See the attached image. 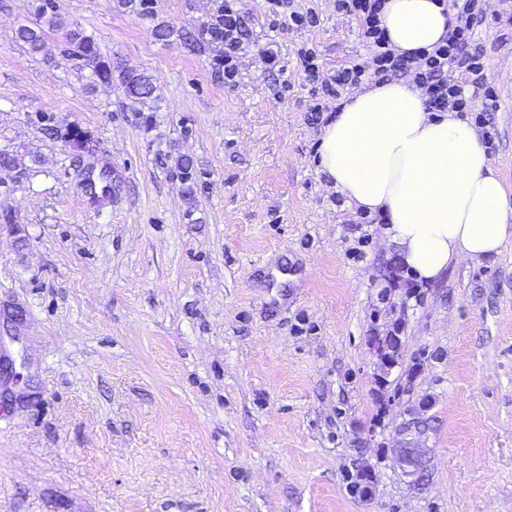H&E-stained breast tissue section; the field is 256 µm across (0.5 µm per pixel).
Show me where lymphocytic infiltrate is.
I'll return each mask as SVG.
<instances>
[{"label": "lymphocytic infiltrate", "instance_id": "1", "mask_svg": "<svg viewBox=\"0 0 512 512\" xmlns=\"http://www.w3.org/2000/svg\"><path fill=\"white\" fill-rule=\"evenodd\" d=\"M385 0H336V7L356 15L362 33L373 48L369 61L354 63L337 70L336 74L320 77L314 50L300 51L299 59L305 74L319 81L324 97L340 99L343 91L366 82H386L406 79L421 89L428 111L470 113L481 128L484 140H491V108L475 109L474 100L466 96L465 86L479 92L487 88V74L482 54L474 45L475 28L482 21L479 0H451L455 23L447 36L432 49L420 50L412 56H401L390 46L380 13ZM224 21V57L220 64L225 81H234L243 50L245 21L231 0H226L219 14Z\"/></svg>", "mask_w": 512, "mask_h": 512}]
</instances>
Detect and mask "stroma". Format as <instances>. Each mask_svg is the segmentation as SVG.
<instances>
[{
	"mask_svg": "<svg viewBox=\"0 0 512 512\" xmlns=\"http://www.w3.org/2000/svg\"><path fill=\"white\" fill-rule=\"evenodd\" d=\"M36 3L0 0V150L25 168L0 171V512H512V244L417 281L315 161L323 98L298 52L327 73L368 60L356 18L298 0L317 24L297 28L234 0L248 37L229 85L223 43L151 33L198 31L224 0H151V21L54 0L34 53L15 31ZM485 9L488 154L512 197V0ZM75 27L151 76V122L64 56ZM48 124L83 128L85 150ZM79 154L110 197L85 196ZM395 328L384 379L373 341ZM421 406L431 470L413 488L387 448Z\"/></svg>",
	"mask_w": 512,
	"mask_h": 512,
	"instance_id": "35a3bbf8",
	"label": "stroma"
}]
</instances>
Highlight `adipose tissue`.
I'll return each instance as SVG.
<instances>
[{"instance_id": "1", "label": "adipose tissue", "mask_w": 512, "mask_h": 512, "mask_svg": "<svg viewBox=\"0 0 512 512\" xmlns=\"http://www.w3.org/2000/svg\"><path fill=\"white\" fill-rule=\"evenodd\" d=\"M381 20L398 53L432 48L451 25L437 0H385ZM318 167L355 208L383 217L417 280L512 241V199L475 127L426 111L413 84H372L346 98L323 128Z\"/></svg>"}]
</instances>
